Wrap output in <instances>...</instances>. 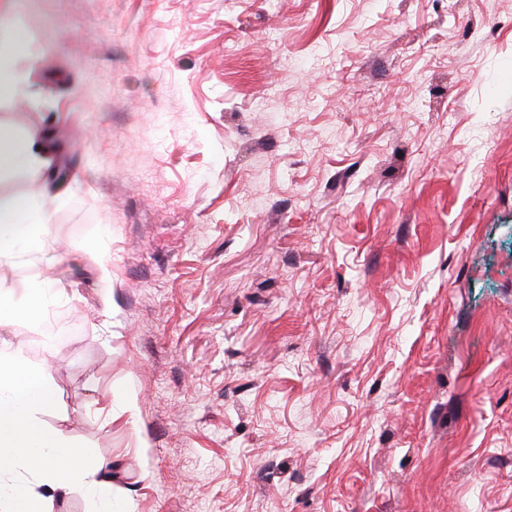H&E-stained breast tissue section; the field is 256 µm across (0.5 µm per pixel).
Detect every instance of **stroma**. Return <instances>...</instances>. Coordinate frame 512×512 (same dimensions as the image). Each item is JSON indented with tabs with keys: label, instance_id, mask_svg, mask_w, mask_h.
Here are the masks:
<instances>
[{
	"label": "stroma",
	"instance_id": "35a3bbf8",
	"mask_svg": "<svg viewBox=\"0 0 512 512\" xmlns=\"http://www.w3.org/2000/svg\"><path fill=\"white\" fill-rule=\"evenodd\" d=\"M49 222L0 349L113 512H512V0H0ZM68 168L63 181L50 177ZM54 301V296L40 283L28 285L25 292L17 299L11 294H1L0 325L10 323L17 318L43 316L53 307Z\"/></svg>",
	"mask_w": 512,
	"mask_h": 512
}]
</instances>
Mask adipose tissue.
<instances>
[{
  "mask_svg": "<svg viewBox=\"0 0 512 512\" xmlns=\"http://www.w3.org/2000/svg\"><path fill=\"white\" fill-rule=\"evenodd\" d=\"M42 150L0 131V172L41 166ZM47 221V213L30 200L0 199V253L25 244L33 225ZM53 305L42 284H30L20 297L0 299V325L43 316ZM55 400L44 370L26 365L20 351L0 353V512H41L44 493L64 495L79 483L97 504L113 500L115 480L101 474L93 450L45 427L43 417Z\"/></svg>",
  "mask_w": 512,
  "mask_h": 512,
  "instance_id": "adipose-tissue-1",
  "label": "adipose tissue"
}]
</instances>
